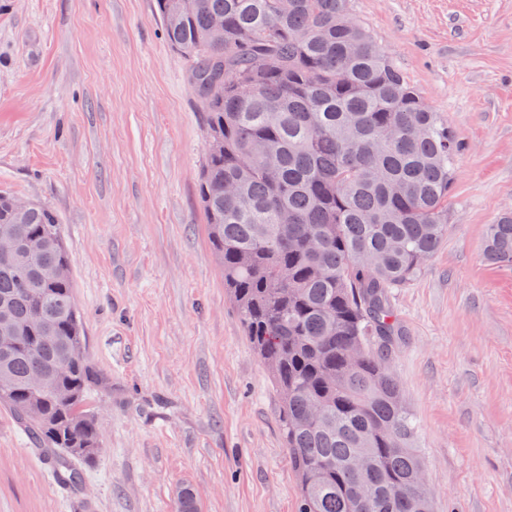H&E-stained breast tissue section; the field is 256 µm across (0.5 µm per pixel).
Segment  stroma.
Segmentation results:
<instances>
[{
    "label": "stroma",
    "instance_id": "35a3bbf8",
    "mask_svg": "<svg viewBox=\"0 0 512 512\" xmlns=\"http://www.w3.org/2000/svg\"><path fill=\"white\" fill-rule=\"evenodd\" d=\"M463 144L448 233L392 289V369L433 512H512V0H350ZM204 116L155 0H0V189L71 258L99 455L78 493L0 409V512H297L279 394L224 288L198 198ZM485 253L488 260L512 267V216L502 217L492 224L487 236Z\"/></svg>",
    "mask_w": 512,
    "mask_h": 512
}]
</instances>
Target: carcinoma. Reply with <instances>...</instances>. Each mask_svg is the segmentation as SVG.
Masks as SVG:
<instances>
[{
    "label": "carcinoma",
    "mask_w": 512,
    "mask_h": 512,
    "mask_svg": "<svg viewBox=\"0 0 512 512\" xmlns=\"http://www.w3.org/2000/svg\"><path fill=\"white\" fill-rule=\"evenodd\" d=\"M156 9L204 115L208 235L279 393L298 512H432L414 415L390 369L399 326L389 295L448 231L461 143L349 0H199L190 15L156 0ZM215 17L220 41L208 40ZM219 82L224 95L209 97ZM1 229L16 250L0 255V332L14 337L0 345V406L57 483L77 492L84 474L68 449L100 447L90 393L102 378L77 353L85 336L62 229L48 207L20 209L0 190ZM485 253L512 267L511 215L491 225ZM361 453L373 464L366 475L351 468Z\"/></svg>",
    "instance_id": "cac0c4a2"
}]
</instances>
